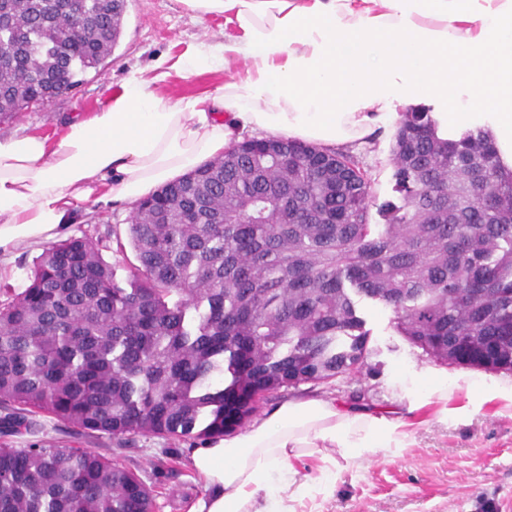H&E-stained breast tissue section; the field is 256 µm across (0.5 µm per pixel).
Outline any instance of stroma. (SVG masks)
Masks as SVG:
<instances>
[{
  "label": "stroma",
  "mask_w": 512,
  "mask_h": 512,
  "mask_svg": "<svg viewBox=\"0 0 512 512\" xmlns=\"http://www.w3.org/2000/svg\"><path fill=\"white\" fill-rule=\"evenodd\" d=\"M205 37L212 44L223 43L222 16L199 21L178 0H127L123 34L100 73H87L69 97L0 122V137L49 132L63 121L84 118L121 92L131 70L151 71L161 59L170 69L155 88L173 100L206 94L245 74L246 64L235 62L198 74L177 69L178 60ZM394 133L387 128L374 143L355 151L374 183L377 204L393 195ZM377 204L369 209L373 224L382 221ZM133 210L130 204L90 206L65 234L102 238L103 258L116 263L118 279H126L136 263L134 253L126 251L120 262L113 246L116 239H127ZM41 252L38 245L17 247L10 262L0 264V286L22 291ZM358 311L370 332L365 366L327 385L303 384L271 394L257 416L265 418L282 403L310 398L352 408L393 409L405 423L409 445L376 449L363 463L334 471L317 455L295 461L296 478L307 487L295 512H512V401L495 394L499 386L512 385V373L437 362L397 332L390 309L364 300ZM436 384L447 386V402L411 408V399ZM445 408L450 411L446 417L441 414ZM197 445L194 439L140 436L113 458L152 489L155 512H191L205 492L202 477L190 464ZM326 471L331 478L325 482L321 476Z\"/></svg>",
  "instance_id": "stroma-1"
}]
</instances>
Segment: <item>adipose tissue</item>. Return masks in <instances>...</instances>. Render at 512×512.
Returning a JSON list of instances; mask_svg holds the SVG:
<instances>
[{
	"instance_id": "ef3b65f1",
	"label": "adipose tissue",
	"mask_w": 512,
	"mask_h": 512,
	"mask_svg": "<svg viewBox=\"0 0 512 512\" xmlns=\"http://www.w3.org/2000/svg\"><path fill=\"white\" fill-rule=\"evenodd\" d=\"M224 18V43L181 60L194 74L250 60L244 78L177 101L143 72L91 117L0 138V256L60 236L86 203H131L220 156L246 131L325 149L361 144L392 102L446 103L449 136L489 127L512 170V0H179ZM396 417L311 399L287 402L244 433L205 442L191 464L207 493L192 512H293L305 493L292 460L356 465L402 448Z\"/></svg>"
}]
</instances>
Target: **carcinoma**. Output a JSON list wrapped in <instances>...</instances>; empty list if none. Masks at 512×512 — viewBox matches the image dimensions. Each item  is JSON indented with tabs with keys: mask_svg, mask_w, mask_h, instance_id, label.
<instances>
[{
	"mask_svg": "<svg viewBox=\"0 0 512 512\" xmlns=\"http://www.w3.org/2000/svg\"><path fill=\"white\" fill-rule=\"evenodd\" d=\"M125 10L0 0V122L99 72ZM392 153L383 224L353 155L250 140L138 202L125 280L100 240L46 246L0 304V434L47 415L120 448L220 439L267 395L365 364L359 298L439 361L511 373L512 171L488 130L448 140L425 107L400 113ZM0 512H154V499L112 449L46 438L0 444Z\"/></svg>",
	"mask_w": 512,
	"mask_h": 512,
	"instance_id": "obj_1",
	"label": "carcinoma"
}]
</instances>
